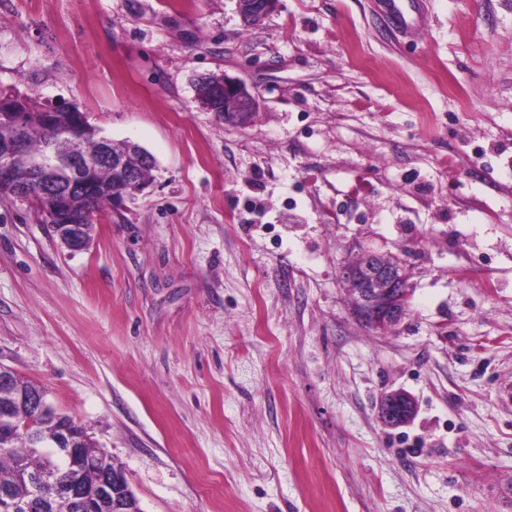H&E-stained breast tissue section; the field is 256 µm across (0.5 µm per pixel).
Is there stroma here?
<instances>
[{"label": "stroma", "mask_w": 512, "mask_h": 512, "mask_svg": "<svg viewBox=\"0 0 512 512\" xmlns=\"http://www.w3.org/2000/svg\"><path fill=\"white\" fill-rule=\"evenodd\" d=\"M0 0V89L74 103L157 167L89 247L0 201V364L143 512H512V0ZM247 82L249 124L195 100ZM412 270L369 329L339 269ZM417 413L391 429L383 393ZM238 12L246 26H259L279 4V0H236ZM378 3L398 32L413 31L425 24L423 0H379Z\"/></svg>", "instance_id": "stroma-1"}]
</instances>
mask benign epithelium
<instances>
[{
	"mask_svg": "<svg viewBox=\"0 0 512 512\" xmlns=\"http://www.w3.org/2000/svg\"><path fill=\"white\" fill-rule=\"evenodd\" d=\"M238 12L245 25H260L279 4V0H236ZM224 93V112L232 123L244 126L251 121L258 102L247 84L228 75L219 85L203 87L195 85V99L205 109L208 99ZM26 99L18 98L14 107L0 114V123L16 130L23 126L28 113L20 111ZM74 133L72 148L61 159L48 160L28 152L17 134L0 137V183L9 186L22 198L39 195L52 199L60 205L67 203L72 195L90 188L86 177V163L81 152L84 139L82 132L88 130L87 114L72 113ZM98 160L112 167V174L121 184V193L112 197V206L121 207L150 186L151 181L142 176L146 168L156 167L154 157L140 145L124 140L119 143L97 135ZM49 231L60 245L70 250H82L89 246L92 231L85 224H50ZM411 269L399 256L361 251L359 258L342 267V279L351 296L352 314L362 323L374 329L391 330L405 318L409 308ZM12 369L0 364V451L9 452L15 442L26 436L31 448L47 450L51 467L62 463L77 471L72 479L61 483L47 472L32 471L26 474L27 494L15 495L10 488H0V512H26L36 503L44 504L60 496L68 498L78 512H136L128 510L124 503L131 500L130 489L121 468L112 465L109 454L84 452L88 439L85 428L69 420L58 426L49 441L33 430L30 422L19 424L11 411L16 405H27L42 414L48 403L43 394L24 392L13 387ZM413 398L402 391L385 393L378 404V416L386 427H400L414 415ZM98 475L97 495L86 496L80 478L83 472Z\"/></svg>",
	"mask_w": 512,
	"mask_h": 512,
	"instance_id": "7a95c632",
	"label": "benign epithelium"
}]
</instances>
